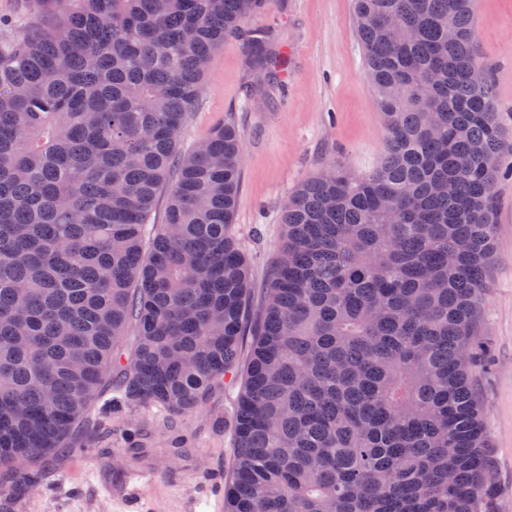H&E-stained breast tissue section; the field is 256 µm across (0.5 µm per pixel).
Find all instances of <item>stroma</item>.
<instances>
[{
	"instance_id": "1",
	"label": "stroma",
	"mask_w": 512,
	"mask_h": 512,
	"mask_svg": "<svg viewBox=\"0 0 512 512\" xmlns=\"http://www.w3.org/2000/svg\"><path fill=\"white\" fill-rule=\"evenodd\" d=\"M251 28L275 32L276 52L288 67L262 75L250 65L244 37L224 42L210 59L204 87L179 137L193 150L212 129L232 120L243 138L241 186L232 231L245 253L251 282V320H258L282 236V206L299 184L329 165L361 176L384 151L383 115L365 75L354 0H269ZM475 45L490 66L498 121L512 141V0H477ZM495 251L487 278L480 330L487 358L475 391L493 467L494 512H512V177L495 187ZM240 378L188 417L157 407L131 406L111 392L94 404L97 430L82 449L51 467L37 488L19 497L0 494V512H210L208 496L230 475L232 419ZM156 473L133 490L128 474Z\"/></svg>"
}]
</instances>
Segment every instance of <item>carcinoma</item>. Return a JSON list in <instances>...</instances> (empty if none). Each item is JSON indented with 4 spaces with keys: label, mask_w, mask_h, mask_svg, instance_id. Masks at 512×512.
I'll list each match as a JSON object with an SVG mask.
<instances>
[{
    "label": "carcinoma",
    "mask_w": 512,
    "mask_h": 512,
    "mask_svg": "<svg viewBox=\"0 0 512 512\" xmlns=\"http://www.w3.org/2000/svg\"><path fill=\"white\" fill-rule=\"evenodd\" d=\"M266 2L27 0L40 21L0 41L1 493L82 447L112 387L184 416L236 373L242 135L226 120L183 153L179 134L225 39L265 68L273 33L244 24ZM474 2L355 0L384 154L284 206L225 512H489L473 369L512 143Z\"/></svg>",
    "instance_id": "1"
}]
</instances>
